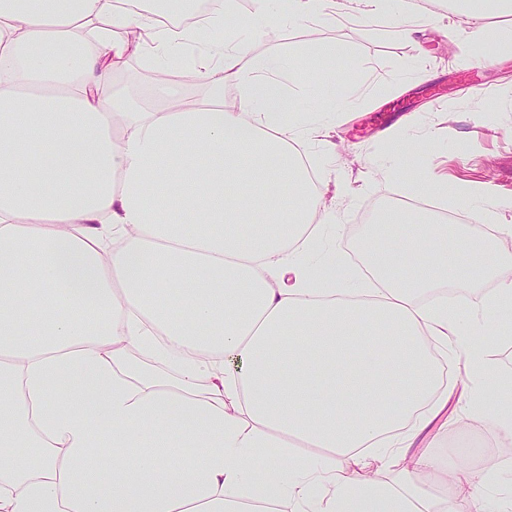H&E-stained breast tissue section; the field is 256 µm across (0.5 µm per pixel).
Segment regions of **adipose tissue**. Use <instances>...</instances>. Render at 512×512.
<instances>
[{
  "label": "adipose tissue",
  "instance_id": "obj_1",
  "mask_svg": "<svg viewBox=\"0 0 512 512\" xmlns=\"http://www.w3.org/2000/svg\"><path fill=\"white\" fill-rule=\"evenodd\" d=\"M126 2L0 0V512H512V493L485 496L500 465L413 452L452 399L512 438L486 357L512 313V252L458 224H377L380 287L337 285L295 150L325 130L279 116L305 64L342 46L252 55L226 24L239 0L179 30ZM459 2L471 39L512 37L485 24L512 0ZM344 11L426 32L409 0H288L297 23ZM133 54L162 74L185 61L199 105L178 108L162 77L131 111L112 76ZM405 188L495 213L431 171ZM489 277L477 311L436 294ZM459 353L470 374L444 384L436 359ZM407 457L402 484L373 478Z\"/></svg>",
  "mask_w": 512,
  "mask_h": 512
}]
</instances>
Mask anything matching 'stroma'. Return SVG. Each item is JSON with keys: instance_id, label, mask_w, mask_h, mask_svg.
I'll use <instances>...</instances> for the list:
<instances>
[{"instance_id": "1", "label": "stroma", "mask_w": 512, "mask_h": 512, "mask_svg": "<svg viewBox=\"0 0 512 512\" xmlns=\"http://www.w3.org/2000/svg\"><path fill=\"white\" fill-rule=\"evenodd\" d=\"M420 19L433 22L423 45L397 39L385 26L357 17L324 23L323 35L342 44L346 53L338 64L307 77L305 108L322 111L341 85L371 92L366 105L345 115L333 128L334 156L325 160L323 187L332 198L328 223L336 227L335 248L355 266L365 259L356 248L353 225L378 201L399 203L406 181L418 169L446 176L449 184L477 182L497 202L495 222L470 212V228L494 233L496 224L512 225V48L483 43L484 55L498 57L492 68H480L470 57L477 47L464 28L441 33L455 0H415ZM306 31L291 24L249 33L254 55L295 51ZM153 76L139 57H130L113 74L116 93L127 96L132 108L149 105L146 94ZM415 132L431 130L436 141L425 149L419 168L389 173V134L406 123Z\"/></svg>"}]
</instances>
